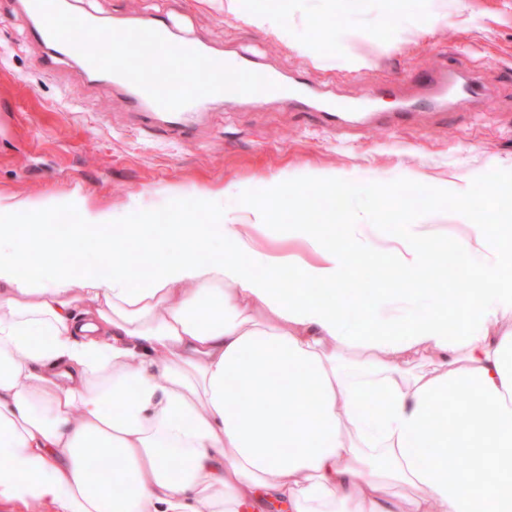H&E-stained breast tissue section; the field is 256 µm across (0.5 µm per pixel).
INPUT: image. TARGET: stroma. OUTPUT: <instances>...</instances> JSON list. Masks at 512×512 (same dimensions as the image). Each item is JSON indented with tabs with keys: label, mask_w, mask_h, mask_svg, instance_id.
<instances>
[{
	"label": "stroma",
	"mask_w": 512,
	"mask_h": 512,
	"mask_svg": "<svg viewBox=\"0 0 512 512\" xmlns=\"http://www.w3.org/2000/svg\"><path fill=\"white\" fill-rule=\"evenodd\" d=\"M104 26L163 18L176 37L229 59H249L306 81L347 104L367 108L361 123L325 124L281 101L211 105L189 129L172 132L147 118L125 90L91 80L29 38L25 0H0V192L37 202L79 193L121 210L134 197L153 208L152 234L169 224H203L204 214L171 207L174 197L230 183L246 193H277L271 238L287 239L294 216L288 184L301 179L315 208L329 216L330 197L314 171L346 175L357 206L365 191H383L423 171L467 187L475 210L494 216L490 187L512 190V0H413L437 25L404 23L385 36L389 0H369L356 21L334 0H283L281 35L246 21L259 0H64ZM354 32L335 40V27ZM362 66H351L353 58ZM445 66L477 78L481 97L448 110L420 100L418 74ZM413 112L394 129L395 112Z\"/></svg>",
	"instance_id": "1"
}]
</instances>
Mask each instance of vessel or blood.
<instances>
[{
  "instance_id": "obj_1",
  "label": "vessel or blood",
  "mask_w": 512,
  "mask_h": 512,
  "mask_svg": "<svg viewBox=\"0 0 512 512\" xmlns=\"http://www.w3.org/2000/svg\"><path fill=\"white\" fill-rule=\"evenodd\" d=\"M40 13L38 26L30 35L55 55L78 57L92 73L105 75L129 90L134 103L167 126L182 128L211 100L234 104L253 98H272L303 105L315 95L301 81L239 61L240 69L251 72L253 81L243 85L229 81L223 54H200L190 43L173 37L165 22L154 20L138 25L113 26L112 40L100 44L79 43L77 34L94 31L98 22L74 15L53 0H30ZM419 83L431 93V103L443 101L450 85L462 94L478 93L476 82L455 83L451 72H426Z\"/></svg>"
}]
</instances>
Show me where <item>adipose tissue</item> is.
Masks as SVG:
<instances>
[{
	"label": "adipose tissue",
	"mask_w": 512,
	"mask_h": 512,
	"mask_svg": "<svg viewBox=\"0 0 512 512\" xmlns=\"http://www.w3.org/2000/svg\"><path fill=\"white\" fill-rule=\"evenodd\" d=\"M226 193L183 199L207 223L160 238L139 199L118 211L0 197V499L57 512H512V335L497 333L512 315V214L479 223L460 191L463 236L405 224L393 284L359 317L341 298L346 273L380 243L358 213L330 215L350 242L337 246L310 223L303 182L289 183L315 260L286 286L288 255L256 238L273 203L229 209ZM86 236L94 260L81 264ZM449 258L476 287H429ZM451 454L473 467L449 468Z\"/></svg>",
	"instance_id": "obj_1"
}]
</instances>
